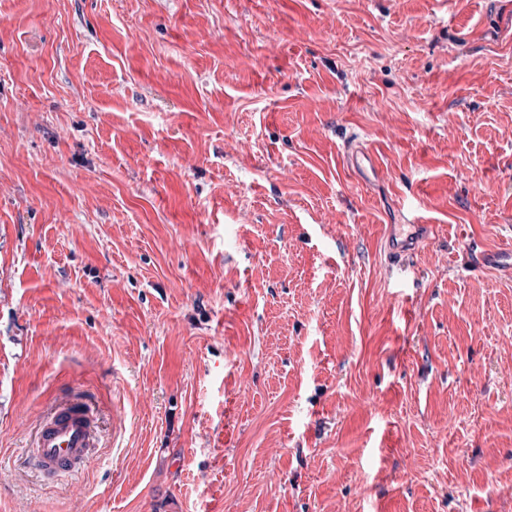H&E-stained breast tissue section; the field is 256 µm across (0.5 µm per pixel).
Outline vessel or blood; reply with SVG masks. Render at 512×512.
I'll return each instance as SVG.
<instances>
[{
    "instance_id": "b4317fda",
    "label": "vessel or blood",
    "mask_w": 512,
    "mask_h": 512,
    "mask_svg": "<svg viewBox=\"0 0 512 512\" xmlns=\"http://www.w3.org/2000/svg\"><path fill=\"white\" fill-rule=\"evenodd\" d=\"M422 236L389 234L387 250L393 255L418 251ZM97 425L93 414L78 399L63 397L37 429L32 459L43 477H76L88 465L96 446Z\"/></svg>"
}]
</instances>
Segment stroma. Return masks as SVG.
<instances>
[{"instance_id":"1","label":"stroma","mask_w":512,"mask_h":512,"mask_svg":"<svg viewBox=\"0 0 512 512\" xmlns=\"http://www.w3.org/2000/svg\"><path fill=\"white\" fill-rule=\"evenodd\" d=\"M508 251L512 0H0V512H512ZM422 236H406L400 238L396 233L391 232L387 240V250L393 255H402L418 251L424 243ZM96 439L93 414L78 399L64 396L38 426L35 452L25 451L43 477L73 478L88 465Z\"/></svg>"}]
</instances>
